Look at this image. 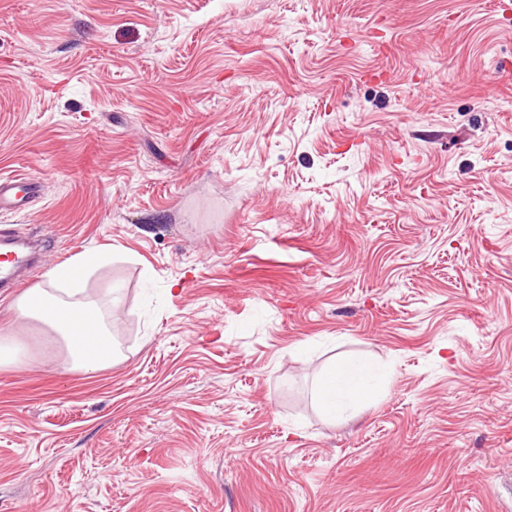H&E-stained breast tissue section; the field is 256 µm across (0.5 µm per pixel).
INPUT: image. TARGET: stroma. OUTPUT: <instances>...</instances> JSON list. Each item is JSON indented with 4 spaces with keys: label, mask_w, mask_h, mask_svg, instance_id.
Instances as JSON below:
<instances>
[{
    "label": "stroma",
    "mask_w": 512,
    "mask_h": 512,
    "mask_svg": "<svg viewBox=\"0 0 512 512\" xmlns=\"http://www.w3.org/2000/svg\"><path fill=\"white\" fill-rule=\"evenodd\" d=\"M505 59L512 0H0V226L95 255L115 349L0 294V512H512ZM42 182L29 174L0 176V213L24 215L32 202L41 197ZM372 369L364 362L341 360L330 365L321 374L317 398L326 415L335 419L347 409L356 396H365Z\"/></svg>",
    "instance_id": "35a3bbf8"
}]
</instances>
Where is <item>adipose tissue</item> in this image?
<instances>
[{"instance_id":"obj_1","label":"adipose tissue","mask_w":512,"mask_h":512,"mask_svg":"<svg viewBox=\"0 0 512 512\" xmlns=\"http://www.w3.org/2000/svg\"><path fill=\"white\" fill-rule=\"evenodd\" d=\"M50 282L62 287L26 289L12 305L16 319L44 324L47 342L59 344L72 370L93 372L112 360V331L96 313L93 300L71 282L67 271H51ZM372 369L364 362L341 360L323 371L317 388L319 404L326 415H342L354 397L366 395Z\"/></svg>"}]
</instances>
